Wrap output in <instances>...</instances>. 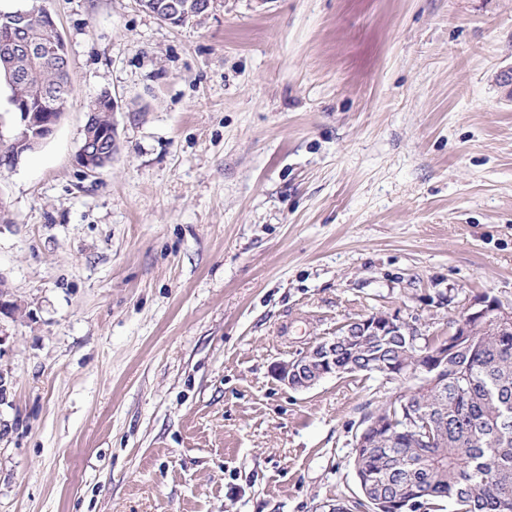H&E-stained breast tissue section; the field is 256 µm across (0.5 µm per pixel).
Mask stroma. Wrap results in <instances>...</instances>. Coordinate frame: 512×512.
Masks as SVG:
<instances>
[{"label":"stroma","mask_w":512,"mask_h":512,"mask_svg":"<svg viewBox=\"0 0 512 512\" xmlns=\"http://www.w3.org/2000/svg\"><path fill=\"white\" fill-rule=\"evenodd\" d=\"M55 18L66 114L0 167V512H361L401 388L274 375L381 312L512 307V0H0ZM119 149L75 155L88 103ZM118 103L115 97L109 92L105 96L97 97L90 104V112H86L87 121L84 126V135L78 149L76 160L78 164L90 173H95L109 165L112 156L119 148L117 129L112 121V113L116 112ZM96 109H104L97 116V121L107 126L98 125L96 120Z\"/></svg>","instance_id":"35a3bbf8"}]
</instances>
